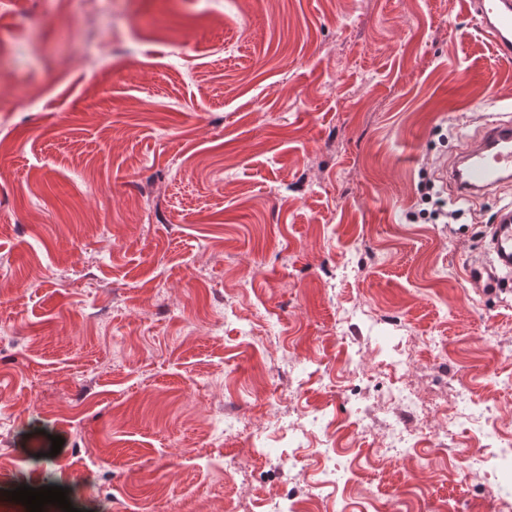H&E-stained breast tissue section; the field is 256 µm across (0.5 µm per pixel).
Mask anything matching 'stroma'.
<instances>
[{
  "instance_id": "1",
  "label": "stroma",
  "mask_w": 512,
  "mask_h": 512,
  "mask_svg": "<svg viewBox=\"0 0 512 512\" xmlns=\"http://www.w3.org/2000/svg\"><path fill=\"white\" fill-rule=\"evenodd\" d=\"M88 2L0 0V512H28L23 485L78 512H256L264 467L313 459L254 456L225 413L323 404L365 457L372 402L336 392L374 381L430 399L436 429L452 403L512 407V287L465 279L512 186L464 202L442 180L512 117V65L462 0ZM426 180L451 224L410 221ZM344 321L372 352L331 379ZM410 469L336 459L381 512H406ZM419 480L427 512H474L443 462Z\"/></svg>"
}]
</instances>
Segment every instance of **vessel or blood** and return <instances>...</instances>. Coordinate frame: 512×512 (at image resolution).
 <instances>
[{"label":"vessel or blood","mask_w":512,"mask_h":512,"mask_svg":"<svg viewBox=\"0 0 512 512\" xmlns=\"http://www.w3.org/2000/svg\"><path fill=\"white\" fill-rule=\"evenodd\" d=\"M480 33L497 57L512 60V0H464ZM443 178L462 198H481L489 191L512 183V119L487 123L478 139L467 142L453 159ZM488 260L469 270L473 283L497 287L501 275H512V204L501 207L484 232Z\"/></svg>","instance_id":"1"}]
</instances>
